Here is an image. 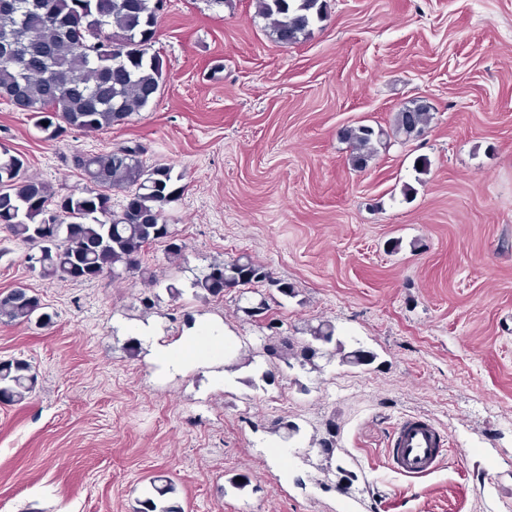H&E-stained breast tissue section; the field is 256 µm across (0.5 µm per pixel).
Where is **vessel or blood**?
<instances>
[{
  "label": "vessel or blood",
  "mask_w": 512,
  "mask_h": 512,
  "mask_svg": "<svg viewBox=\"0 0 512 512\" xmlns=\"http://www.w3.org/2000/svg\"><path fill=\"white\" fill-rule=\"evenodd\" d=\"M444 435L429 420L408 417L401 420L391 437L393 470L405 477L432 475L444 458Z\"/></svg>",
  "instance_id": "vessel-or-blood-1"
}]
</instances>
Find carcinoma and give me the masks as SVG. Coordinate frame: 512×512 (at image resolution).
Wrapping results in <instances>:
<instances>
[{"label":"carcinoma","instance_id":"carcinoma-1","mask_svg":"<svg viewBox=\"0 0 512 512\" xmlns=\"http://www.w3.org/2000/svg\"><path fill=\"white\" fill-rule=\"evenodd\" d=\"M25 11L0 10V34L29 38L27 51L12 52L0 41V98L31 113L35 126L58 137L64 128L99 131L119 125L142 111L164 81L166 65L152 50L159 22V0H39ZM325 0H255L256 16L274 41L296 43L311 26L325 18ZM432 107L414 98L395 115V132L410 139L419 136L431 120ZM383 130L367 124L343 129L350 159L364 168L377 153ZM140 145L122 146L106 154L79 155L76 166L86 186L79 194H61L47 182L29 176L25 161L0 146V227L14 241L40 254L29 270L58 282H93L104 275L119 279L139 274L147 246L171 232L166 207L184 192L181 176L165 164L144 165ZM127 192L128 203L112 207V192ZM267 273L246 257L208 265L195 277V295L218 297L224 286L247 287ZM47 325L52 315L43 311L40 297L23 289L0 292V320ZM335 327L323 323L311 329L312 340L298 342L276 336L267 353L284 362L305 366L333 341ZM367 365L374 355L365 350L343 353L337 343L330 356ZM37 373L24 359L0 361V402L15 405L35 391ZM175 487L150 482L138 500L136 512H182L170 498Z\"/></svg>","mask_w":512,"mask_h":512}]
</instances>
